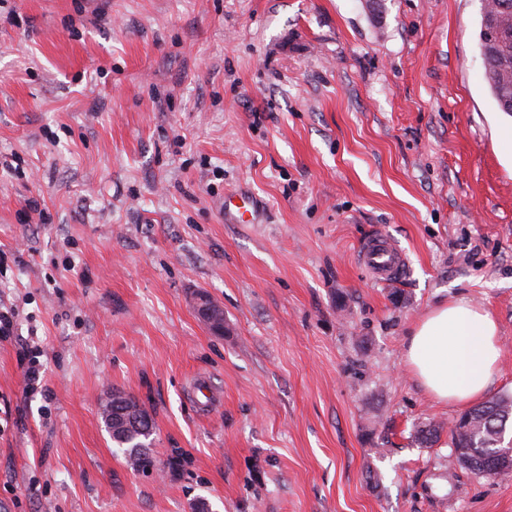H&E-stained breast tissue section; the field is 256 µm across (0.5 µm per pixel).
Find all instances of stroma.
<instances>
[{
    "label": "stroma",
    "mask_w": 512,
    "mask_h": 512,
    "mask_svg": "<svg viewBox=\"0 0 512 512\" xmlns=\"http://www.w3.org/2000/svg\"><path fill=\"white\" fill-rule=\"evenodd\" d=\"M480 8L0 0V512H512V478L447 475L448 432L419 444L464 409L405 362L464 298L512 393V114ZM243 188L261 222L225 223ZM378 233L405 258L389 282L358 258ZM115 389L152 415L150 472L104 429Z\"/></svg>",
    "instance_id": "1"
}]
</instances>
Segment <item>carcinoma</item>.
<instances>
[{
  "label": "carcinoma",
  "instance_id": "cac0c4a2",
  "mask_svg": "<svg viewBox=\"0 0 512 512\" xmlns=\"http://www.w3.org/2000/svg\"><path fill=\"white\" fill-rule=\"evenodd\" d=\"M503 0H484L480 12L478 47L485 67V79L499 111L512 113V9L502 8ZM469 427L451 430L452 463L485 478L512 474V458L505 459L495 446L499 435L512 430V393L494 396L464 413ZM112 443L123 449L132 469L141 472L155 465L152 443L153 422L132 425L123 407L102 413Z\"/></svg>",
  "mask_w": 512,
  "mask_h": 512
}]
</instances>
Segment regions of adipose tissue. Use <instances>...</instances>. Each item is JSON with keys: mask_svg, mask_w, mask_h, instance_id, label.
<instances>
[{"mask_svg": "<svg viewBox=\"0 0 512 512\" xmlns=\"http://www.w3.org/2000/svg\"><path fill=\"white\" fill-rule=\"evenodd\" d=\"M501 347L495 320L464 298L440 305L412 329L406 360L438 401L467 405L497 377Z\"/></svg>", "mask_w": 512, "mask_h": 512, "instance_id": "1", "label": "adipose tissue"}]
</instances>
